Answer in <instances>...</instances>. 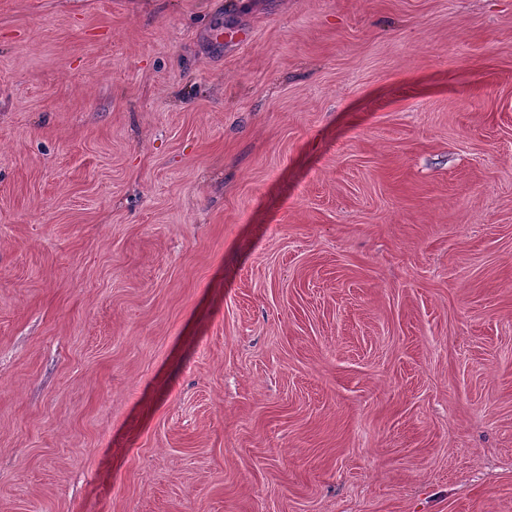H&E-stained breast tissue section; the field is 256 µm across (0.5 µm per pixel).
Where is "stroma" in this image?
I'll return each mask as SVG.
<instances>
[{"instance_id": "stroma-1", "label": "stroma", "mask_w": 512, "mask_h": 512, "mask_svg": "<svg viewBox=\"0 0 512 512\" xmlns=\"http://www.w3.org/2000/svg\"><path fill=\"white\" fill-rule=\"evenodd\" d=\"M0 512H512V0H0Z\"/></svg>"}]
</instances>
